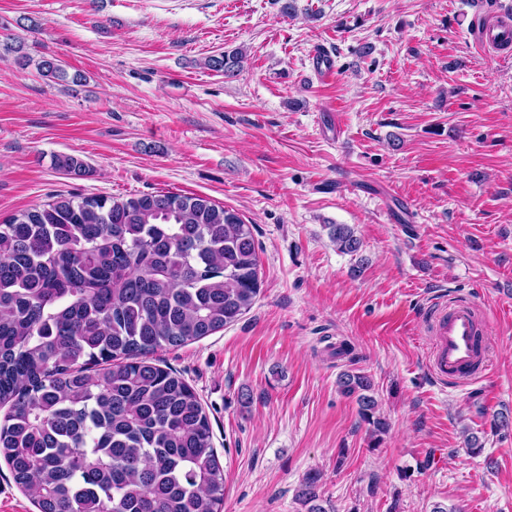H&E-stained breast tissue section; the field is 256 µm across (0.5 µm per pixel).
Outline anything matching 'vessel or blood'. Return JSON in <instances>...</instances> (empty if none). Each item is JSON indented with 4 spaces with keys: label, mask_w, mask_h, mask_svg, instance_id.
Wrapping results in <instances>:
<instances>
[{
    "label": "vessel or blood",
    "mask_w": 512,
    "mask_h": 512,
    "mask_svg": "<svg viewBox=\"0 0 512 512\" xmlns=\"http://www.w3.org/2000/svg\"><path fill=\"white\" fill-rule=\"evenodd\" d=\"M473 35L484 49L512 47V21H478ZM427 330L433 339L428 361L442 381L472 382L488 367L487 339L479 308L464 299L438 305L431 312Z\"/></svg>",
    "instance_id": "b4317fda"
}]
</instances>
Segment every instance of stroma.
<instances>
[{"mask_svg":"<svg viewBox=\"0 0 512 512\" xmlns=\"http://www.w3.org/2000/svg\"><path fill=\"white\" fill-rule=\"evenodd\" d=\"M492 14L512 0H0V220L175 192L253 227L251 309L150 356L208 415L222 512H306L311 471L325 512H512V429H493L512 422V55L471 36ZM15 36L68 80L16 64ZM235 49L237 72L207 68ZM455 298L484 308L492 360L463 385L426 364V320ZM345 371L370 377L386 434L339 392ZM332 241L337 249L342 253H354L360 248V239L354 234V231L346 224L332 225Z\"/></svg>","mask_w":512,"mask_h":512,"instance_id":"stroma-1","label":"stroma"}]
</instances>
